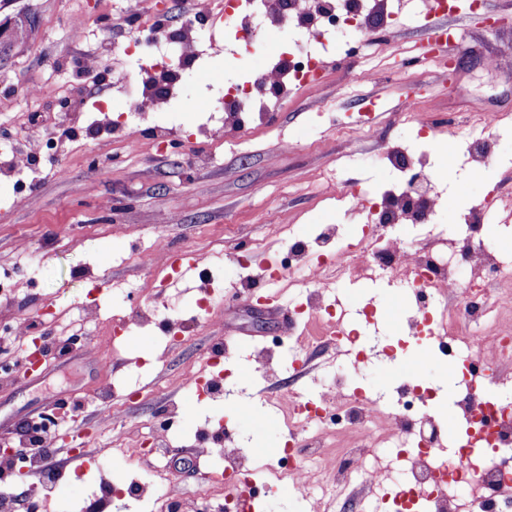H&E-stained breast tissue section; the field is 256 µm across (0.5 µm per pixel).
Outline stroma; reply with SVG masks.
<instances>
[{"label": "stroma", "instance_id": "1", "mask_svg": "<svg viewBox=\"0 0 512 512\" xmlns=\"http://www.w3.org/2000/svg\"><path fill=\"white\" fill-rule=\"evenodd\" d=\"M0 0V266L19 282L0 298V317L32 322L42 335L69 343L65 359H47L41 371L0 382V438L19 445L39 418L78 428L88 458L56 452L64 471L63 494L74 512H156L169 493L193 499L220 466L219 456L199 451L202 431L230 430L233 445L253 462V477L266 487L257 512H343L340 502L302 498L292 482L275 477L273 449L289 440L276 406L280 393L316 395L330 377L379 398L388 408L401 399L399 381L411 358L426 363L416 384L436 389L424 406L442 430L464 432L446 361L431 340L407 338L414 301L397 278H364L324 264L320 256L337 241L357 240L365 222L337 188L357 182L377 194L398 174L382 160L387 146L424 156L440 198L441 233H465L462 216L485 197L499 199L497 250L512 257V0H483L478 11L425 16L421 0H395L397 29L384 43L367 40L353 55L336 48L339 61L318 84L290 87L276 112L255 128L224 138L201 132L223 110L224 82L261 69L266 59L246 57L242 43L224 32V0ZM173 26L195 21L203 39L191 74L179 88L175 116L132 115L139 146L128 149L108 129L141 89L143 66L182 65L164 46L125 53L124 45L146 36V13ZM510 24L491 29L485 17ZM82 21L86 36L73 42L69 28ZM458 29L463 43L448 46L459 60L455 73L430 67L403 68L439 23ZM372 115L371 135L354 143L343 132L361 115ZM498 117L497 158L475 172L465 152L454 172L444 169L439 143L457 139V125L480 130L482 116ZM431 124L419 136V117ZM48 142L33 170L15 174L11 162L36 141ZM335 224L339 240H324L321 227ZM307 240L321 264L318 285L340 297L371 361L356 363L335 346L318 351L306 371L291 365L302 351L297 337L275 353L273 377L253 371V356L281 329L282 314L303 299V280L267 279L271 302L261 312L250 299L231 298L251 277ZM189 254L194 263L174 273L156 253L157 242ZM254 248L247 267L233 264L238 244ZM148 323L136 322L139 313ZM182 341L167 344L169 322ZM228 346L223 368L208 365L210 352ZM215 379L226 398H197L196 378ZM184 414L177 430L160 435V409ZM118 486L146 484L149 496L102 498L101 479Z\"/></svg>", "mask_w": 512, "mask_h": 512}]
</instances>
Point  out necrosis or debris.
<instances>
[{"label":"necrosis or debris","mask_w":512,"mask_h":512,"mask_svg":"<svg viewBox=\"0 0 512 512\" xmlns=\"http://www.w3.org/2000/svg\"><path fill=\"white\" fill-rule=\"evenodd\" d=\"M301 21L306 38L324 40L326 30L346 35L350 44L368 40L378 31H391L397 17L389 0H360L336 11L324 0H226L224 27L242 41L247 55L261 53L265 32L275 26ZM276 60L247 81L224 90V127L233 130L246 117L263 114L271 97L284 96L289 85L310 86L321 81L329 64L322 55L304 48L279 50ZM382 156L404 178L397 190L375 197L360 184L346 186L342 195L366 213L362 237L338 246L331 254L333 264L374 276L397 272L415 296L416 309L410 320L412 335H430L433 322L450 328L465 322L470 332L449 336L447 347L466 346L462 363L460 416L465 424L462 439H443L431 417L415 413L426 396L406 390L401 410H387L379 401L359 390L336 382L319 401H306L293 391L282 392L278 404L295 432H309L306 447H286L280 452V472L288 474L302 490L318 485L326 469L352 478L355 495L353 512H361L370 492L385 486L400 490L405 512L418 505L426 512H512V401L495 389L512 375V262L478 234L494 203L484 200L466 220L467 232L458 237L432 236L414 246L387 235L389 225L410 222L434 223L438 199L433 180L422 160H410L398 149ZM441 302L440 319H433L434 302ZM497 305L504 319L491 334L478 333L490 305ZM294 316L319 322L321 334L313 346L354 343L343 305L326 300L322 289L308 291L294 307ZM352 431L359 450L350 449L336 457L310 462L309 448H319L325 437ZM252 470L240 453L228 456L220 477L211 479L193 504L173 496L165 500V512H208L207 503L223 495L221 512H240L239 498L223 494L224 484H240L245 498L257 497L259 489Z\"/></svg>","instance_id":"obj_1"}]
</instances>
